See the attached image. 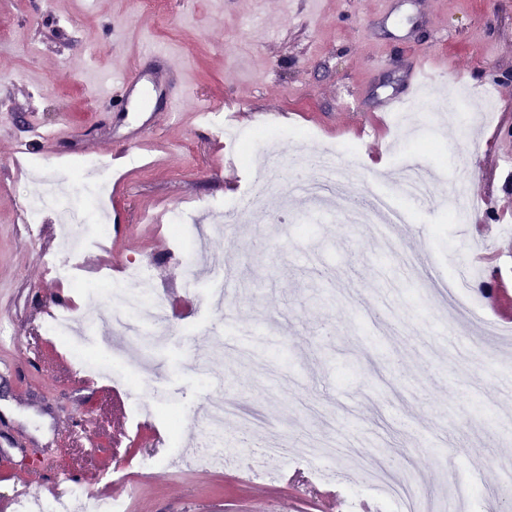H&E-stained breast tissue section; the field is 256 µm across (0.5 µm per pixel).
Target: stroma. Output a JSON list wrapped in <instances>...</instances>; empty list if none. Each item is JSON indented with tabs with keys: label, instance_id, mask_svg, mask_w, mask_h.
<instances>
[{
	"label": "stroma",
	"instance_id": "1",
	"mask_svg": "<svg viewBox=\"0 0 512 512\" xmlns=\"http://www.w3.org/2000/svg\"><path fill=\"white\" fill-rule=\"evenodd\" d=\"M430 59L431 87L404 76ZM445 89L466 120L419 113L395 123L389 97L420 105ZM182 103L168 115L171 95ZM239 112L248 156L199 125L201 106ZM265 116L271 141L251 135ZM372 124L374 137L355 129ZM57 135L46 144L42 132ZM423 140L440 198L471 201L464 223L430 205L392 241L344 214L353 199L398 197ZM333 153L342 191L334 214L299 223L311 207L295 187L317 179L312 161ZM130 163L99 191L123 230L107 249L75 256L80 275L120 279L113 261L154 264L173 338L135 382L111 392L69 376L71 350L51 339L47 304L69 294L70 313L111 311L106 295L48 273L58 222L22 218L26 198L63 186L86 203L80 160ZM277 177L262 215L205 237L190 288L175 284L172 211L197 230L249 191L256 162ZM481 263L471 310L437 288ZM214 265L233 271L228 303L203 288ZM233 343L213 344L215 325ZM256 422L224 429L238 444L229 464L174 468L175 447H201L215 392ZM0 512H17L19 488L49 499L123 467L111 489L127 512H385L364 485L376 467L407 465L417 491L439 499L458 473L479 472L482 512H507L501 469L512 463V0H0ZM157 405L134 419L133 402ZM279 439L287 452L262 453ZM335 443L324 480L297 451ZM38 451L26 467L23 450Z\"/></svg>",
	"mask_w": 512,
	"mask_h": 512
}]
</instances>
